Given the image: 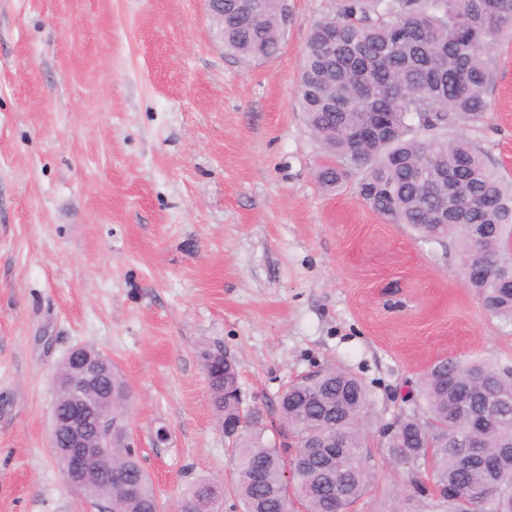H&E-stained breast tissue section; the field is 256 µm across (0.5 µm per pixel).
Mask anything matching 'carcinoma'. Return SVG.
Returning a JSON list of instances; mask_svg holds the SVG:
<instances>
[{"label":"carcinoma","instance_id":"obj_1","mask_svg":"<svg viewBox=\"0 0 512 512\" xmlns=\"http://www.w3.org/2000/svg\"><path fill=\"white\" fill-rule=\"evenodd\" d=\"M280 0H224V49L246 60L272 58L281 46ZM512 42V0H339L335 16L309 35L299 99L307 124L325 151L317 179L335 190L360 174L359 195L390 224H407L421 241L454 246L457 273L493 313L512 320V182L490 167L464 133L491 106L495 48ZM367 112L389 122L368 140L357 137ZM498 267L467 276L474 256ZM112 389L101 390L102 411L118 426L131 392L112 361ZM218 424L238 415V368L207 375ZM419 401L397 423L382 428L389 459L412 463L408 480L417 499L454 485L472 499L492 495L480 512H512V367L482 358L439 361L422 378ZM300 470L293 494L305 512H348L372 483L364 454L372 416L359 378L327 365L313 378L291 382L280 397ZM484 422L466 440L464 418ZM236 451L232 492L242 512H281L288 486V450L265 438L261 424L229 436ZM334 440L332 460L320 454ZM124 469L80 486L90 500H119L121 512H160L148 471L130 448H114L95 469ZM333 471L338 483L324 479ZM138 493L125 495V482ZM224 498V483L200 478L186 485L179 512H204L203 499Z\"/></svg>","mask_w":512,"mask_h":512}]
</instances>
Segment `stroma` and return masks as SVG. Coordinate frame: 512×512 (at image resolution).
<instances>
[{"label": "stroma", "mask_w": 512, "mask_h": 512, "mask_svg": "<svg viewBox=\"0 0 512 512\" xmlns=\"http://www.w3.org/2000/svg\"><path fill=\"white\" fill-rule=\"evenodd\" d=\"M337 9L288 0L280 53L247 61L207 0H0V512H94L48 443L55 371L82 344L132 391L126 424L163 512L188 481L235 480L206 349L237 363L270 439L291 380L357 375L374 480L354 512H425L378 427L412 411L438 360L512 366V323L454 253L375 214L357 176L318 183L300 76L311 27ZM494 56L492 107L466 134L512 178V46Z\"/></svg>", "instance_id": "stroma-1"}]
</instances>
